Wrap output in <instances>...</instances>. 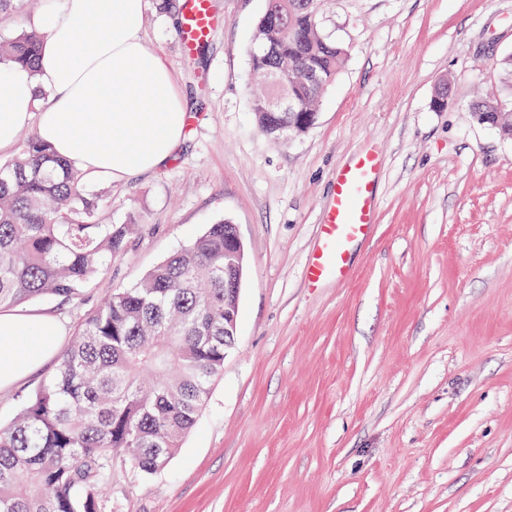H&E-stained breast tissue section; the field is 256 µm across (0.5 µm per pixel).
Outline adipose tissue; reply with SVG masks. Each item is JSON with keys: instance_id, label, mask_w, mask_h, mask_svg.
Instances as JSON below:
<instances>
[{"instance_id": "ef3b65f1", "label": "adipose tissue", "mask_w": 512, "mask_h": 512, "mask_svg": "<svg viewBox=\"0 0 512 512\" xmlns=\"http://www.w3.org/2000/svg\"><path fill=\"white\" fill-rule=\"evenodd\" d=\"M144 0H63L36 19L35 71L0 64V153L35 128L85 181L165 167L190 115L174 78L142 37ZM64 328L34 309H0V390L58 350Z\"/></svg>"}]
</instances>
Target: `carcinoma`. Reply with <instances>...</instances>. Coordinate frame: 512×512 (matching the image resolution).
Returning <instances> with one entry per match:
<instances>
[{
	"label": "carcinoma",
	"instance_id": "carcinoma-1",
	"mask_svg": "<svg viewBox=\"0 0 512 512\" xmlns=\"http://www.w3.org/2000/svg\"><path fill=\"white\" fill-rule=\"evenodd\" d=\"M42 37L0 36V62L34 72ZM346 50L320 29L318 0H267L254 29L250 70L258 80L288 72L284 88L265 83L252 99L259 130L301 133L296 113L316 102ZM285 95L296 107L272 111ZM502 113L474 106L481 120ZM82 175L35 136L0 161V307L44 295L67 300L125 250L132 224H98ZM231 222L211 224L187 247L120 288L81 322L55 371L0 425V512H112V467L129 462L144 476L164 469L181 447L224 370L235 334L224 330V281L236 277L224 251Z\"/></svg>",
	"mask_w": 512,
	"mask_h": 512
}]
</instances>
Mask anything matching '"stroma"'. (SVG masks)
Segmentation results:
<instances>
[{"label": "stroma", "instance_id": "1", "mask_svg": "<svg viewBox=\"0 0 512 512\" xmlns=\"http://www.w3.org/2000/svg\"><path fill=\"white\" fill-rule=\"evenodd\" d=\"M182 3L146 0L142 35L192 116L186 141L162 170L87 185L97 223L138 230L78 298L30 303L67 344L206 225L230 220L246 245L224 372L166 468L115 463L118 512H512V140L472 116L486 97L512 108V0H321L347 60L285 140L251 111L266 0H210L224 25L192 56ZM368 150L373 232L347 282L305 287L332 177ZM56 364L0 391L1 425Z\"/></svg>", "mask_w": 512, "mask_h": 512}]
</instances>
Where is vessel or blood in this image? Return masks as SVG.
<instances>
[{
  "label": "vessel or blood",
  "instance_id": "b4317fda",
  "mask_svg": "<svg viewBox=\"0 0 512 512\" xmlns=\"http://www.w3.org/2000/svg\"><path fill=\"white\" fill-rule=\"evenodd\" d=\"M222 24L210 0H184L179 39L185 54L195 53ZM377 159L365 152L350 166L337 170L335 193L321 220V243L310 259L306 279L317 287L325 278L343 282L349 277L352 245L364 238L375 222Z\"/></svg>",
  "mask_w": 512,
  "mask_h": 512
}]
</instances>
